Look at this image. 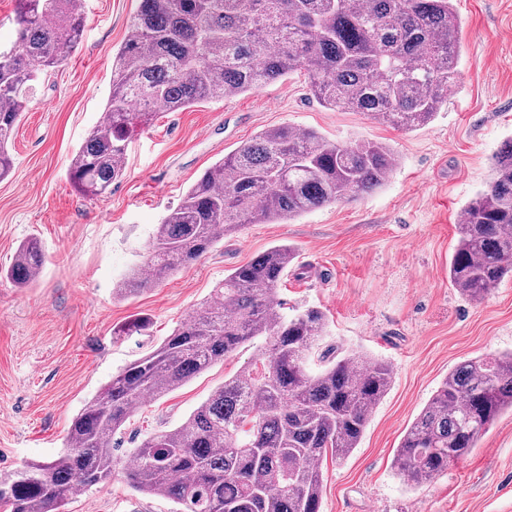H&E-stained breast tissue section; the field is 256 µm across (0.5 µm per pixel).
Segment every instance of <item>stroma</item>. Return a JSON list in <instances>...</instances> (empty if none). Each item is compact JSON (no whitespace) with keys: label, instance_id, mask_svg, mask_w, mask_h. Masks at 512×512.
Masks as SVG:
<instances>
[{"label":"stroma","instance_id":"stroma-1","mask_svg":"<svg viewBox=\"0 0 512 512\" xmlns=\"http://www.w3.org/2000/svg\"><path fill=\"white\" fill-rule=\"evenodd\" d=\"M461 22L458 81L435 119L405 131L364 112L322 106L298 69L272 84L182 112L158 114L130 139L125 174L98 197L72 187L67 167L104 120L112 57L138 0H84L80 45L28 98L0 180V269L38 239L39 277L0 279V475L63 450L72 418L121 369L156 349L231 270L288 244L284 311L319 308L325 345L387 362L393 379L357 448L324 457L320 512H512V412L434 482L411 488L392 461L414 419L460 363L512 351V278L482 301L448 279L462 208L491 179L512 138V0H451ZM288 124L332 141L389 146L396 166L372 193L287 224H249L198 261L133 296L116 284L145 262L157 224L202 173L265 129ZM146 318L135 330L134 319ZM240 347L175 391L147 399L112 440L127 463L146 437L178 427L220 386L255 363ZM131 489L122 473L80 489L66 512H176Z\"/></svg>","mask_w":512,"mask_h":512}]
</instances>
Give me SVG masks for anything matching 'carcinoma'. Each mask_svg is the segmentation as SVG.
Listing matches in <instances>:
<instances>
[{
  "label": "carcinoma",
  "mask_w": 512,
  "mask_h": 512,
  "mask_svg": "<svg viewBox=\"0 0 512 512\" xmlns=\"http://www.w3.org/2000/svg\"><path fill=\"white\" fill-rule=\"evenodd\" d=\"M17 37L0 47V179L32 83L78 46L79 0H15ZM460 23L451 0H139L112 61L106 119L71 158L68 177L100 196L124 173L133 133L157 109L222 100L308 68L314 97L410 130L448 104ZM395 166L377 142L342 143L288 125L265 130L207 168L156 226L147 261L115 287L137 293L198 260L245 224H285L315 208L380 187ZM487 188L462 209L448 268L451 284L482 301L512 276V140L495 156ZM296 258L276 245L224 276L212 298L167 340L127 366L77 414L68 448L0 476L3 512H64L75 489L109 483L112 438L146 397H161L261 341L262 369H242L178 427L131 451L126 480L183 512H320V461L357 447L392 383L379 360L335 358L311 373L325 336L317 309L280 313L279 285ZM44 257L21 243L0 277L24 288ZM512 411V353L467 360L446 377L406 431L393 459L413 485L430 483L469 455L486 428Z\"/></svg>",
  "instance_id": "cac0c4a2"
}]
</instances>
